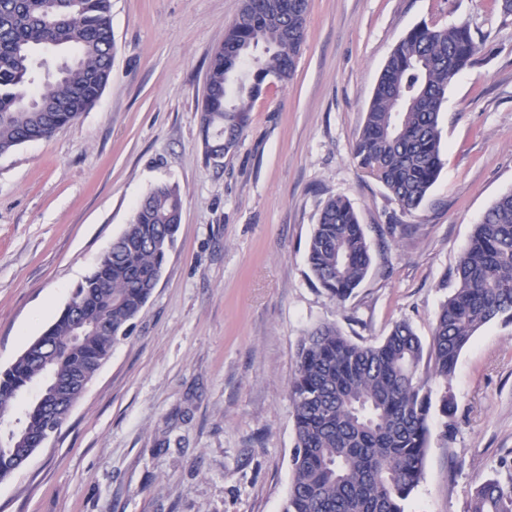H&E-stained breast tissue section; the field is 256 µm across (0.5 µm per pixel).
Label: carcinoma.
<instances>
[{"mask_svg": "<svg viewBox=\"0 0 512 512\" xmlns=\"http://www.w3.org/2000/svg\"><path fill=\"white\" fill-rule=\"evenodd\" d=\"M307 0H248L246 19H234L212 52L205 78L201 133L205 149L230 151L250 122L253 102L268 78L289 80L304 39ZM72 48L75 57L41 82L50 69L38 49ZM110 0H0V155L52 136L101 95L112 73ZM483 51L467 24L421 23L395 45L374 88L353 146L356 165L374 176L402 211L417 209L442 169L440 112L448 86ZM231 127L233 139L222 142ZM178 186L154 187L134 210L95 271L71 302L102 321L80 342L68 310L8 368L0 371V439L19 393L43 379L92 378L112 346L127 337L156 288L178 225ZM316 282L344 304L372 263L364 225L341 196L324 203L307 246ZM457 286L436 316L429 345L405 321L382 340L356 342L334 323L301 340L288 382L295 446L292 480L282 512H406L423 476L433 407L428 376L449 380L462 350L485 324L512 322V191L498 197L474 225L456 266ZM68 412L51 420L30 404L23 427L30 437L59 429ZM469 512H512V476L485 479Z\"/></svg>", "mask_w": 512, "mask_h": 512, "instance_id": "cac0c4a2", "label": "carcinoma"}]
</instances>
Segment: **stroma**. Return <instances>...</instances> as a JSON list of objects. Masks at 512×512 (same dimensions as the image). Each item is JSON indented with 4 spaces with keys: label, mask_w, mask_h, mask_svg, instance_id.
Instances as JSON below:
<instances>
[{
    "label": "stroma",
    "mask_w": 512,
    "mask_h": 512,
    "mask_svg": "<svg viewBox=\"0 0 512 512\" xmlns=\"http://www.w3.org/2000/svg\"><path fill=\"white\" fill-rule=\"evenodd\" d=\"M114 59L101 96L47 139L0 156V370L69 303L135 205L177 185L182 219L159 283L62 428L0 481V512H281L295 445L287 384L323 323L378 341L409 322L430 341L475 224L512 190V15L496 0H310L293 77L271 81L222 166L200 135L212 50L241 0H111ZM468 23L489 52L448 88L443 167L401 212L352 160L397 41ZM359 214L372 264L345 304L306 259L324 201ZM392 224L409 225L390 236ZM434 394L407 512H466L512 461V323L483 326Z\"/></svg>",
    "instance_id": "stroma-1"
}]
</instances>
